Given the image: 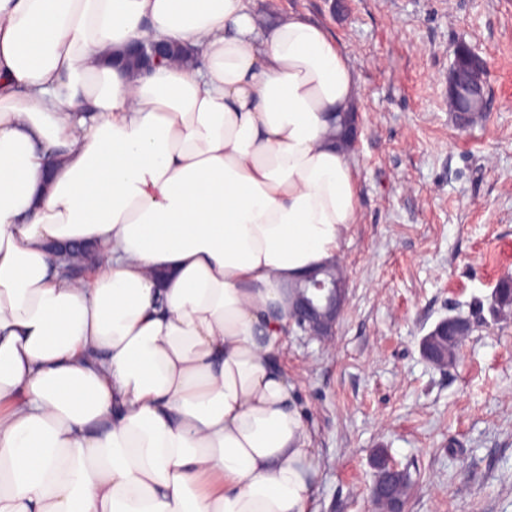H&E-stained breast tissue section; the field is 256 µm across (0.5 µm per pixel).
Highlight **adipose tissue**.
<instances>
[{
	"label": "adipose tissue",
	"instance_id": "obj_1",
	"mask_svg": "<svg viewBox=\"0 0 512 512\" xmlns=\"http://www.w3.org/2000/svg\"><path fill=\"white\" fill-rule=\"evenodd\" d=\"M250 3L0 0V512H310L272 358L354 222L359 89L324 26ZM144 38L192 60L118 66Z\"/></svg>",
	"mask_w": 512,
	"mask_h": 512
}]
</instances>
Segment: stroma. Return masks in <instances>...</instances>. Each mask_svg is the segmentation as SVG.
<instances>
[{
	"mask_svg": "<svg viewBox=\"0 0 512 512\" xmlns=\"http://www.w3.org/2000/svg\"><path fill=\"white\" fill-rule=\"evenodd\" d=\"M255 4L324 25L361 92L348 303L331 342L293 328L277 358L313 437L316 512H380V451L411 475L404 512H512V318L479 321L454 366L420 351L512 277V0ZM461 43L489 69L490 110L467 128L445 97Z\"/></svg>",
	"mask_w": 512,
	"mask_h": 512,
	"instance_id": "1",
	"label": "stroma"
}]
</instances>
